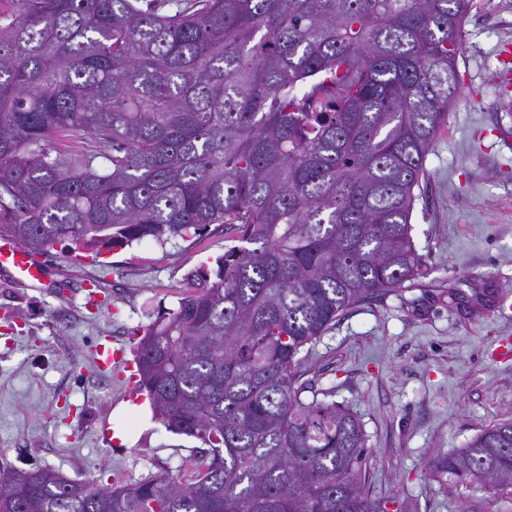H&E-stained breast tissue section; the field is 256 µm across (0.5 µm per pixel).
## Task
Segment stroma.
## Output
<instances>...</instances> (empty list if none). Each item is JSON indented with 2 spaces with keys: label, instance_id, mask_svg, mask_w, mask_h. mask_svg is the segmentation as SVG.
Masks as SVG:
<instances>
[{
  "label": "stroma",
  "instance_id": "obj_1",
  "mask_svg": "<svg viewBox=\"0 0 512 512\" xmlns=\"http://www.w3.org/2000/svg\"><path fill=\"white\" fill-rule=\"evenodd\" d=\"M458 56L460 98L426 161L411 216L421 287L353 305L313 347L306 378L360 418L375 496L400 512H512V492L443 486L431 461L512 422V114L494 75L512 0H474ZM224 232L146 239L95 255L58 243L32 285L0 269V468L51 467L116 486L190 474L205 447L154 420L126 372L97 365L104 339L135 353L224 253Z\"/></svg>",
  "mask_w": 512,
  "mask_h": 512
}]
</instances>
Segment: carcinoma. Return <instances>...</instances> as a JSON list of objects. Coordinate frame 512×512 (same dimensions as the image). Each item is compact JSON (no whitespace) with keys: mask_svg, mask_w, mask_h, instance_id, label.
<instances>
[{"mask_svg":"<svg viewBox=\"0 0 512 512\" xmlns=\"http://www.w3.org/2000/svg\"><path fill=\"white\" fill-rule=\"evenodd\" d=\"M169 2L0 0V236L99 253L224 227L137 346L156 415L207 455L111 487L6 469L0 512H389L305 353L425 276L410 218L473 0ZM430 470L512 488V422Z\"/></svg>","mask_w":512,"mask_h":512,"instance_id":"1","label":"carcinoma"}]
</instances>
